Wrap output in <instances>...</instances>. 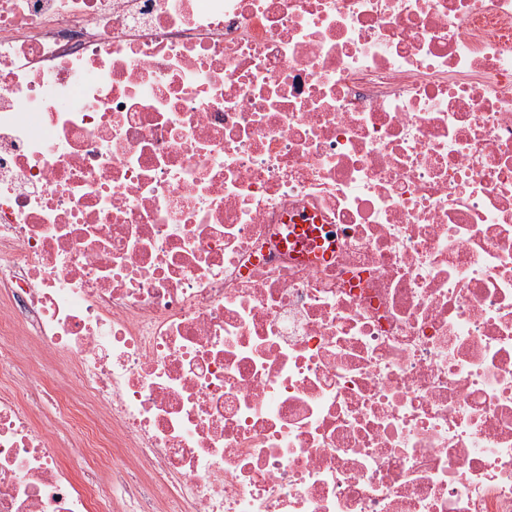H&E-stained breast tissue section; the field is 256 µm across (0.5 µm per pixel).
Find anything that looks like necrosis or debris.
Instances as JSON below:
<instances>
[{"label":"necrosis or debris","mask_w":512,"mask_h":512,"mask_svg":"<svg viewBox=\"0 0 512 512\" xmlns=\"http://www.w3.org/2000/svg\"><path fill=\"white\" fill-rule=\"evenodd\" d=\"M0 380V512H512V0H0Z\"/></svg>","instance_id":"necrosis-or-debris-1"}]
</instances>
